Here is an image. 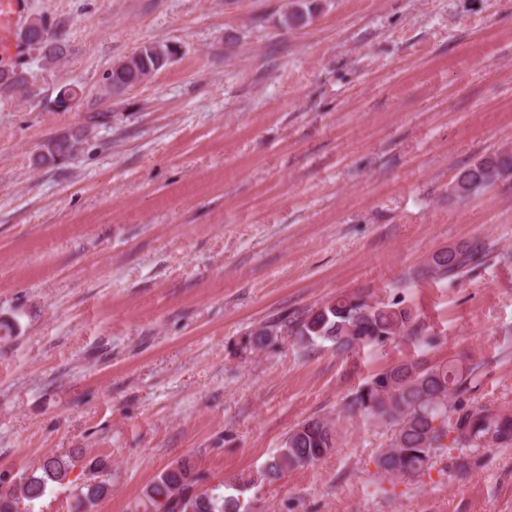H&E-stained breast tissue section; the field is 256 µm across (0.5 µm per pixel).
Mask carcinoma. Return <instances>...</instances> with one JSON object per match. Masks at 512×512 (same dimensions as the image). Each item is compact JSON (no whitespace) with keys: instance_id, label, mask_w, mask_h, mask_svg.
I'll use <instances>...</instances> for the list:
<instances>
[{"instance_id":"obj_1","label":"carcinoma","mask_w":512,"mask_h":512,"mask_svg":"<svg viewBox=\"0 0 512 512\" xmlns=\"http://www.w3.org/2000/svg\"><path fill=\"white\" fill-rule=\"evenodd\" d=\"M315 0H291L282 17L288 29L305 25L318 10ZM30 35L19 34L28 47L37 48L41 67L56 65L68 53L64 33L52 30L44 18ZM177 55L167 43H145L132 56L117 63L107 80L113 92L121 93L129 82L146 81ZM7 79L0 75V100L31 95V87L15 69ZM78 93L73 88L59 89L53 100L55 110L72 109ZM86 134L63 133L48 140L39 154L38 164L55 165L77 156ZM451 187L456 194L459 179L482 193L512 179V149H500L482 156L457 174ZM489 253L481 242L455 244L434 252L427 266L441 280L457 281L473 270ZM287 332L302 344L321 340L332 343L339 353L359 345H373L416 333V316L402 300L383 301L369 295L346 294L315 310L289 321ZM481 383L480 366H460L452 361L431 364L406 359L376 373L351 393L346 404L350 416L369 417L395 426L390 443L381 449L376 465L389 478H407L425 473L432 454L439 448H477L485 443L512 446V413L487 405L467 406L463 397ZM337 447V428L327 418H310L293 429L258 475L242 476L225 485L230 493L214 487L200 491L204 473L184 460L160 472L144 491V506L157 512H241L239 496L259 480H276L290 470L314 465ZM75 467L69 454L53 455L40 465V474L7 482L0 478V512H21L20 505L45 495L51 483L68 479ZM109 493V480L100 479L82 487L80 502L91 510Z\"/></svg>"}]
</instances>
